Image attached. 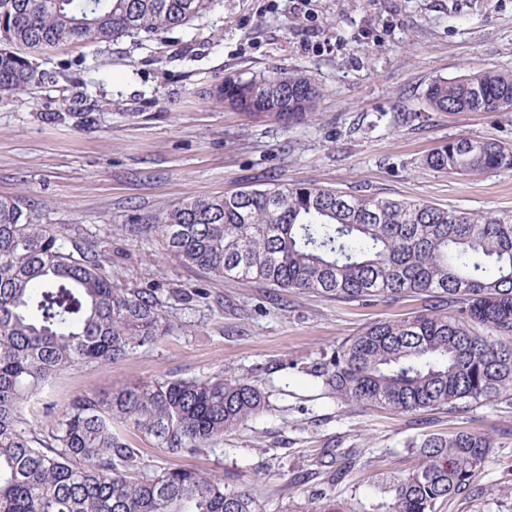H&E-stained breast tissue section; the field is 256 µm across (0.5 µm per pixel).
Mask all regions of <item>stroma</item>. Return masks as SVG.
I'll return each mask as SVG.
<instances>
[{
    "mask_svg": "<svg viewBox=\"0 0 512 512\" xmlns=\"http://www.w3.org/2000/svg\"><path fill=\"white\" fill-rule=\"evenodd\" d=\"M40 81L0 97V198L21 196L43 223L78 230L112 260V277L155 287L170 330L117 363L57 374L39 397L53 416L77 395L158 376L223 369L256 380L266 410L222 444L188 453L125 434L150 467L186 466L232 481L258 512H389L390 484L419 463L407 439L460 430L489 437L471 492L437 512H512V403L396 415L328 395L311 366L369 323L421 310L368 305L206 278L167 261L149 218L198 196L273 179L423 200L482 215L512 211V169L477 176L432 170L444 141L512 147V110L438 112L429 84L512 71V0H220L191 25L150 38L64 43L31 56ZM300 70L320 89L291 124L255 118L213 96L225 78ZM203 287L206 298L184 300ZM337 482L328 476L335 469Z\"/></svg>",
    "mask_w": 512,
    "mask_h": 512,
    "instance_id": "stroma-1",
    "label": "stroma"
}]
</instances>
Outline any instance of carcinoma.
Segmentation results:
<instances>
[{"mask_svg": "<svg viewBox=\"0 0 512 512\" xmlns=\"http://www.w3.org/2000/svg\"><path fill=\"white\" fill-rule=\"evenodd\" d=\"M219 0H0V93L36 81L27 54L64 42L152 37L190 24ZM216 96L287 122L319 88L297 70L230 79ZM440 112L512 109V72L434 80ZM477 175L512 168V149L451 139L423 159ZM147 232L166 255L208 278L367 305L424 296L414 316L379 320L310 367L345 402L395 413L452 410L512 396V212L473 215L424 201L347 194L274 179L262 189L168 206ZM153 288L112 281L111 260L22 198L0 199V512H255L254 499L192 468L150 469L119 425L174 453L224 441L265 410L230 373L161 377L78 395L44 433L21 413L59 372L117 362L167 335ZM420 463L391 488V512H436L470 490L491 442L458 431L409 443Z\"/></svg>", "mask_w": 512, "mask_h": 512, "instance_id": "cac0c4a2", "label": "carcinoma"}]
</instances>
